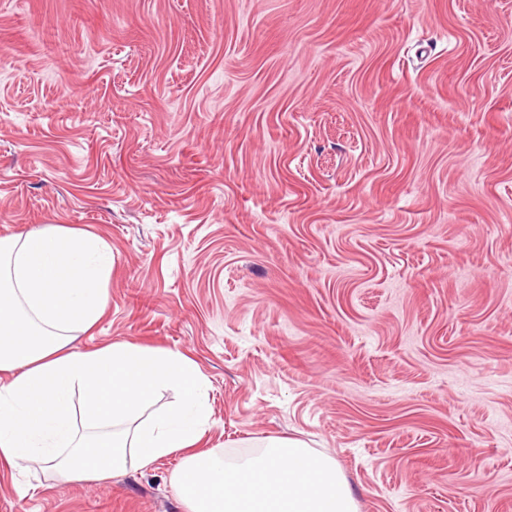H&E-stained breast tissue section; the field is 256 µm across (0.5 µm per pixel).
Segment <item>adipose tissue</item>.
<instances>
[{
  "label": "adipose tissue",
  "instance_id": "1",
  "mask_svg": "<svg viewBox=\"0 0 512 512\" xmlns=\"http://www.w3.org/2000/svg\"><path fill=\"white\" fill-rule=\"evenodd\" d=\"M111 271L110 247L92 234L49 225L0 238V469L112 480L176 453L170 483L187 512H356L335 459L301 440L267 436L240 459L201 448L209 383L183 354L131 343L70 351V337L101 318ZM167 390L176 403L157 407Z\"/></svg>",
  "mask_w": 512,
  "mask_h": 512
}]
</instances>
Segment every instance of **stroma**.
Instances as JSON below:
<instances>
[{"instance_id": "35a3bbf8", "label": "stroma", "mask_w": 512, "mask_h": 512, "mask_svg": "<svg viewBox=\"0 0 512 512\" xmlns=\"http://www.w3.org/2000/svg\"><path fill=\"white\" fill-rule=\"evenodd\" d=\"M0 238L112 250L70 350L193 360L202 445L301 439L358 512H512V0H0ZM0 470V512H186Z\"/></svg>"}]
</instances>
